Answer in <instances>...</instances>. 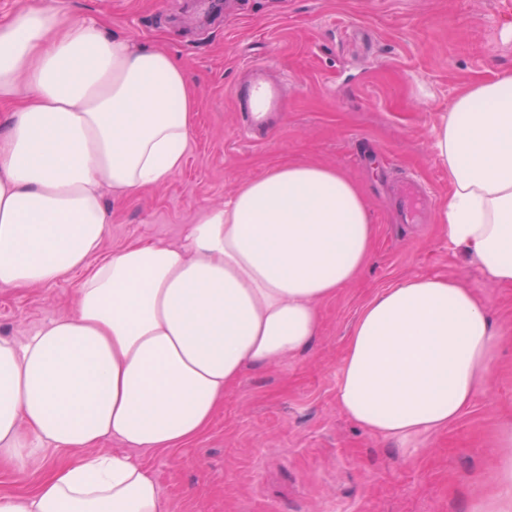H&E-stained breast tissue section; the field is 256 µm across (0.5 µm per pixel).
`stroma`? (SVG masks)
<instances>
[{"label": "stroma", "instance_id": "35a3bbf8", "mask_svg": "<svg viewBox=\"0 0 512 512\" xmlns=\"http://www.w3.org/2000/svg\"><path fill=\"white\" fill-rule=\"evenodd\" d=\"M109 33L164 49L198 89L184 167L128 198L106 197L102 253L135 242L181 244L202 210L239 183L288 162L331 166L363 191L376 245L362 276L320 305L321 332L295 358L247 371L210 428L181 448L144 453L170 512H468L512 424V335L490 389L448 429L413 440L417 453L371 436L336 401L347 336L361 308L413 275L456 277L493 317L512 324V287L483 283L437 228L448 172L432 150L438 113L469 85L512 71V0H67ZM273 62L288 110L273 135L238 133L232 87L248 64ZM425 185L417 224L395 221V172ZM77 279L0 287V335L16 339L68 313Z\"/></svg>", "mask_w": 512, "mask_h": 512}]
</instances>
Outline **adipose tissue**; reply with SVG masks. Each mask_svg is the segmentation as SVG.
I'll use <instances>...</instances> for the list:
<instances>
[{"instance_id":"ef3b65f1","label":"adipose tissue","mask_w":512,"mask_h":512,"mask_svg":"<svg viewBox=\"0 0 512 512\" xmlns=\"http://www.w3.org/2000/svg\"><path fill=\"white\" fill-rule=\"evenodd\" d=\"M195 85L172 54L137 48L64 0L0 20V286L84 277L67 315L0 337V465L32 493L0 512H169L145 451L201 436L247 369L279 364L320 334V302L366 269L375 228L361 188L303 162L244 181L181 245L100 256L118 198L185 163ZM448 171L438 228L484 282L512 286V72L470 85L439 113ZM512 327L457 278L414 275L358 313L336 386L341 410L402 444L448 428L490 387ZM119 451L98 452L107 439ZM471 512H512V426ZM64 462L45 464L47 451Z\"/></svg>"}]
</instances>
